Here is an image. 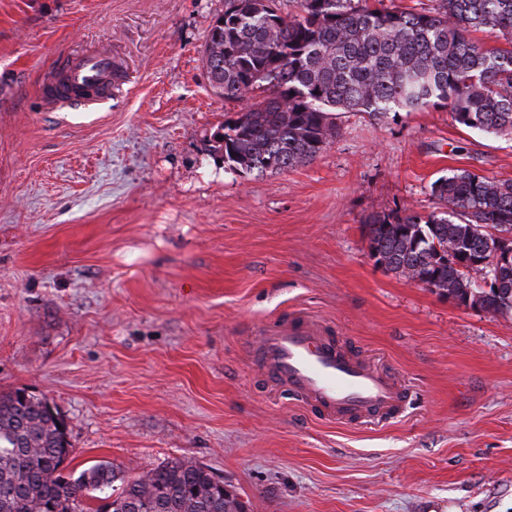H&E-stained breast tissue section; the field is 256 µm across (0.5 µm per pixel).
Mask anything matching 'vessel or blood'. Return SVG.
<instances>
[{
  "label": "vessel or blood",
  "instance_id": "obj_1",
  "mask_svg": "<svg viewBox=\"0 0 512 512\" xmlns=\"http://www.w3.org/2000/svg\"><path fill=\"white\" fill-rule=\"evenodd\" d=\"M120 81L119 65L102 48L61 61L45 93L61 104L90 103L110 96ZM255 349L274 386L329 422H383L406 405L407 392L395 378L330 335L315 316L301 313L263 329Z\"/></svg>",
  "mask_w": 512,
  "mask_h": 512
}]
</instances>
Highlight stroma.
<instances>
[{"instance_id": "35a3bbf8", "label": "stroma", "mask_w": 512, "mask_h": 512, "mask_svg": "<svg viewBox=\"0 0 512 512\" xmlns=\"http://www.w3.org/2000/svg\"><path fill=\"white\" fill-rule=\"evenodd\" d=\"M224 0H0V390L44 397L82 470L208 467L248 512H512V313L379 266L375 213L428 216L466 168L512 179V141L443 106L338 116L313 161L259 175L212 147L239 110L204 60ZM107 47L96 107L41 96ZM306 310L410 387L384 425L318 420L252 343Z\"/></svg>"}]
</instances>
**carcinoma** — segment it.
Masks as SVG:
<instances>
[{"instance_id": "1", "label": "carcinoma", "mask_w": 512, "mask_h": 512, "mask_svg": "<svg viewBox=\"0 0 512 512\" xmlns=\"http://www.w3.org/2000/svg\"><path fill=\"white\" fill-rule=\"evenodd\" d=\"M296 8L285 17L281 0H224L210 30L212 87L226 102L250 100L213 146L229 169L263 174L316 159L337 135V112L381 120L444 105L455 123L512 140V0H435L420 10L296 0ZM478 31L505 46L484 47ZM431 194L445 211L377 214L367 235L390 272L426 278L440 295L474 287L456 253L487 249L494 231L512 236V180L461 168L435 180ZM72 453L46 399L0 392V512H234L199 463L168 459L125 477L100 462L64 475Z\"/></svg>"}]
</instances>
